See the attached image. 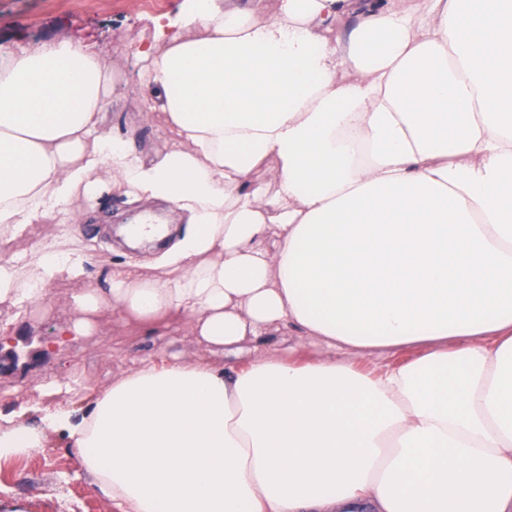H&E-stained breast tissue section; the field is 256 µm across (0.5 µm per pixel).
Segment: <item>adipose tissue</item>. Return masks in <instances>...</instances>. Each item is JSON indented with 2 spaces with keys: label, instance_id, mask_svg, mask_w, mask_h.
Instances as JSON below:
<instances>
[{
  "label": "adipose tissue",
  "instance_id": "obj_1",
  "mask_svg": "<svg viewBox=\"0 0 512 512\" xmlns=\"http://www.w3.org/2000/svg\"><path fill=\"white\" fill-rule=\"evenodd\" d=\"M134 55L173 140L149 158L99 135L112 66L91 46L0 56V237L107 179L184 221L158 267L84 281L58 344L116 306L213 350L286 325L420 354L378 375L149 358L88 406L0 414V459L59 434L119 512H512V0H190ZM268 159L273 192L251 179ZM82 274L14 258L0 302Z\"/></svg>",
  "mask_w": 512,
  "mask_h": 512
}]
</instances>
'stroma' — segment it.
Wrapping results in <instances>:
<instances>
[{"label":"stroma","mask_w":512,"mask_h":512,"mask_svg":"<svg viewBox=\"0 0 512 512\" xmlns=\"http://www.w3.org/2000/svg\"><path fill=\"white\" fill-rule=\"evenodd\" d=\"M184 6L185 0H163L162 6L153 10L144 9L141 0H0V50L62 37L94 44L114 70L113 90L101 115L100 133L131 140L139 151L152 154L170 146V135L161 115L149 121L144 118L141 64L132 50L152 41L156 18L179 23ZM72 207L80 215L77 222H66L60 214L51 216L7 242V249L20 256L46 240L60 238L67 248L84 257L87 275L100 280L107 277L113 263L147 264L169 246L165 240L138 248L124 243L120 227L144 205L132 201L111 183H103L94 196H78ZM81 286L78 279H59L41 306L19 317L0 304V322L14 321L17 335L25 340L18 366L0 373L1 411L55 405L56 396L38 391L39 385L55 379L91 393L112 379L136 371L157 351L166 360L192 363L207 357L230 369L246 367L259 350L271 347L300 359L353 360L378 374L415 356L411 349L364 354L334 349L284 327L265 340L249 337L234 347L210 353L184 321H172L165 334L143 336L131 331L119 309L112 307L101 312L96 329L89 335L77 337L56 351H44V344L59 327L75 319L70 298ZM0 512L112 510L83 472L76 449L65 447L54 435L44 448L28 456L0 460Z\"/></svg>","instance_id":"stroma-1"}]
</instances>
